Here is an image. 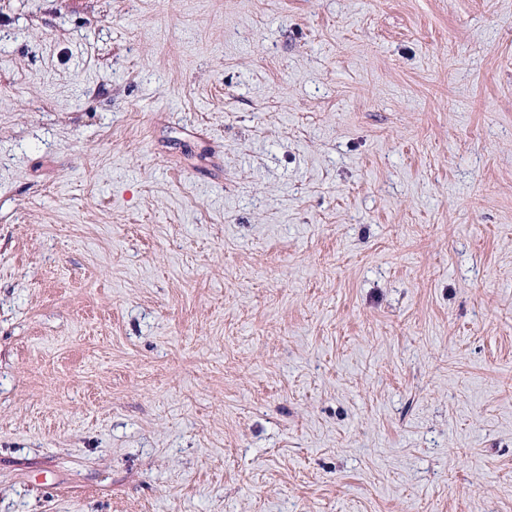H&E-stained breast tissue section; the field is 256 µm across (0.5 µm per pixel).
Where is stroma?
I'll use <instances>...</instances> for the list:
<instances>
[{
  "label": "stroma",
  "mask_w": 512,
  "mask_h": 512,
  "mask_svg": "<svg viewBox=\"0 0 512 512\" xmlns=\"http://www.w3.org/2000/svg\"><path fill=\"white\" fill-rule=\"evenodd\" d=\"M0 512H512V0H0Z\"/></svg>",
  "instance_id": "1"
}]
</instances>
